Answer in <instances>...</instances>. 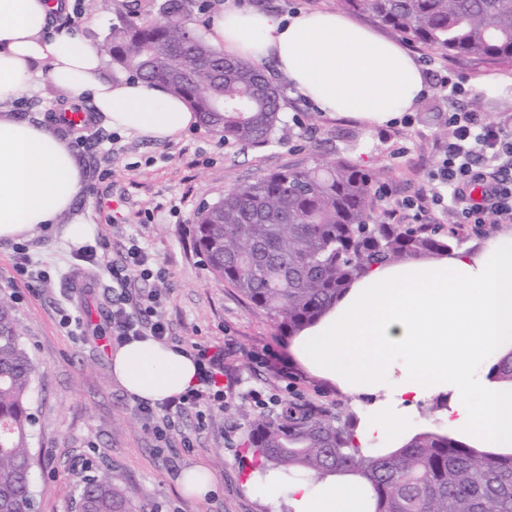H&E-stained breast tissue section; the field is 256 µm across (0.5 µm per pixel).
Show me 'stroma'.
<instances>
[{"label":"stroma","instance_id":"stroma-1","mask_svg":"<svg viewBox=\"0 0 512 512\" xmlns=\"http://www.w3.org/2000/svg\"><path fill=\"white\" fill-rule=\"evenodd\" d=\"M124 5L125 0H98L95 12L68 28L98 43ZM349 17L406 49L431 84L413 111L387 127L318 111L288 86L286 125L275 143L262 148L224 145L201 125L179 140L156 142L112 131L98 115L84 142H77L75 131L61 129V136L74 142L84 170L82 211L96 227L93 240L102 244L104 261H78L76 248L63 238L64 225L39 229L24 244L50 278L29 280L14 267L15 242L0 241V291L12 297L22 340L39 365L29 394L36 417L30 438L35 512H76L81 487L99 471L138 489V512H270L246 486L251 465L242 448L247 413L273 399L298 398L365 409L366 399L342 392L298 364H291L293 377L287 380L263 363L267 353H287L288 335L235 288L213 278L190 233L203 202L261 173L318 159L344 157L372 170L385 189L374 201L381 214L430 191L428 174L450 134L449 109L469 108L478 100L471 91L449 97L438 86L441 76L470 85L512 73V64L492 65L426 48L370 14L353 11ZM133 240L163 271L162 283L149 281L139 289L157 291L156 308L170 328L168 345L188 350L221 343L234 378L223 408L188 409L176 418L166 444L140 415L139 399L118 385L110 363L112 327L106 314L116 297L112 268ZM200 463L219 486L204 501L177 490L181 474Z\"/></svg>","mask_w":512,"mask_h":512}]
</instances>
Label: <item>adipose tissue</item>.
Listing matches in <instances>:
<instances>
[{"instance_id":"1","label":"adipose tissue","mask_w":512,"mask_h":512,"mask_svg":"<svg viewBox=\"0 0 512 512\" xmlns=\"http://www.w3.org/2000/svg\"><path fill=\"white\" fill-rule=\"evenodd\" d=\"M75 0H0V241L67 220L73 244L93 228L76 213L83 172L56 132L19 118L24 92L44 78L88 98L112 130L175 141L198 122L164 87L112 75L94 45L54 29ZM210 44L256 63L273 62L317 109L386 124L428 91L419 64L399 44L345 15L272 12L229 6ZM292 358L308 373L370 404L355 433L360 448H387L406 436L418 404L444 396L455 434L477 448L512 447V388L490 375L512 350V234L484 249L373 268L314 325L292 338ZM117 382L131 396L161 404L193 388L194 355L152 339L117 347ZM247 485L273 512H364L355 481L292 480L251 471Z\"/></svg>"}]
</instances>
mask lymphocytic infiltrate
<instances>
[{"instance_id":"1","label":"lymphocytic infiltrate","mask_w":512,"mask_h":512,"mask_svg":"<svg viewBox=\"0 0 512 512\" xmlns=\"http://www.w3.org/2000/svg\"><path fill=\"white\" fill-rule=\"evenodd\" d=\"M446 122L452 135L443 145L439 163L430 174L441 190L428 198L404 200L403 210L420 218L428 215L432 207L445 204L463 225L511 224L512 128L484 113L467 109L449 111ZM150 265L148 252L134 243L127 249L123 265L112 270L119 297L113 301L107 317L116 344L148 336L160 339L168 334V327L155 307L132 298L135 285L151 278ZM194 356L199 367L197 386L162 405H140L139 411L145 419L167 429L174 417L199 403L223 406V345H196Z\"/></svg>"}]
</instances>
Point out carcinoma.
I'll use <instances>...</instances> for the list:
<instances>
[{"mask_svg": "<svg viewBox=\"0 0 512 512\" xmlns=\"http://www.w3.org/2000/svg\"><path fill=\"white\" fill-rule=\"evenodd\" d=\"M350 11L450 55L512 63V0H340ZM196 0H133L97 45L116 73L184 99L226 144L262 147L285 125V98L266 68L225 55L191 27ZM376 177L345 159L283 167L202 204L194 243L215 280L235 288L290 336L315 323L373 267L461 248L467 236L430 224H388L373 209ZM16 308L0 294V512H34L38 373L20 340ZM512 387V351L493 365ZM357 414L299 399L248 418L243 445L255 467L290 478L351 475L371 492L367 512H512V450L483 451L432 430L364 452ZM136 492L105 472L78 495L79 512H130Z\"/></svg>", "mask_w": 512, "mask_h": 512, "instance_id": "carcinoma-1", "label": "carcinoma"}]
</instances>
